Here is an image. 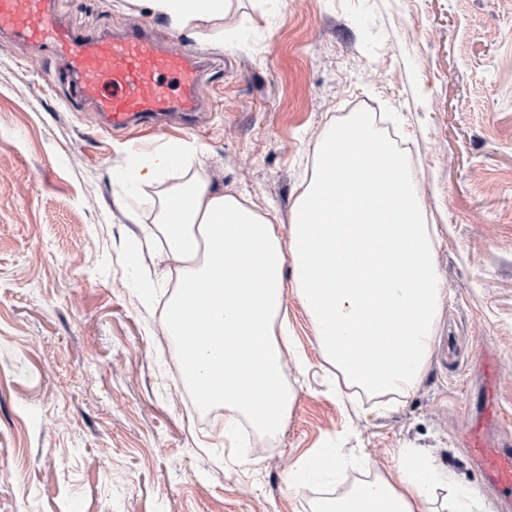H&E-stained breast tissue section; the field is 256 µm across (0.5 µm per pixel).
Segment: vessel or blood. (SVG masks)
Listing matches in <instances>:
<instances>
[{
    "label": "vessel or blood",
    "mask_w": 512,
    "mask_h": 512,
    "mask_svg": "<svg viewBox=\"0 0 512 512\" xmlns=\"http://www.w3.org/2000/svg\"><path fill=\"white\" fill-rule=\"evenodd\" d=\"M6 34L51 44L107 130L146 128L169 113L189 117L201 109L204 69L196 52L159 45L146 26L104 41L63 24L52 0H0V35ZM496 412L493 395H486L466 443L491 484L512 493V448L493 447L486 436Z\"/></svg>",
    "instance_id": "b4317fda"
}]
</instances>
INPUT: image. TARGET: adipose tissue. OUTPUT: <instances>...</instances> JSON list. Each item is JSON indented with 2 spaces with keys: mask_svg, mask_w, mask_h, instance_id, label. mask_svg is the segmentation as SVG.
I'll list each match as a JSON object with an SVG mask.
<instances>
[{
  "mask_svg": "<svg viewBox=\"0 0 512 512\" xmlns=\"http://www.w3.org/2000/svg\"><path fill=\"white\" fill-rule=\"evenodd\" d=\"M171 27L207 41L242 43L225 25L234 0H149ZM204 150L170 142L135 153L119 177L138 192L154 185V222L177 271L162 318L180 356L190 357L208 405L224 408V435L242 424L278 432L294 401L284 382L293 338L282 324L287 287L316 330L325 360L351 403H398L421 383L434 354L447 285L406 154L384 140L372 112L350 113L313 149L311 175L281 237L271 213L203 182ZM188 203L182 210L174 204ZM359 457L324 448L288 470L287 485L328 482ZM445 476L419 449L399 451L395 473L369 474L314 512H436Z\"/></svg>",
  "mask_w": 512,
  "mask_h": 512,
  "instance_id": "1",
  "label": "adipose tissue"
}]
</instances>
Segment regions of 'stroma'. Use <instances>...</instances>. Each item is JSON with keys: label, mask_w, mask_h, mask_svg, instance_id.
Here are the masks:
<instances>
[{"label": "stroma", "mask_w": 512, "mask_h": 512, "mask_svg": "<svg viewBox=\"0 0 512 512\" xmlns=\"http://www.w3.org/2000/svg\"><path fill=\"white\" fill-rule=\"evenodd\" d=\"M87 33L153 23L208 62L193 126L114 134L78 105L51 48L0 37V512H311L328 488L287 489L289 467L341 448L393 473L425 448L452 483L500 512L463 437L492 388L490 436L512 443V0H240L249 33L222 47L173 30L145 0H54ZM376 107L408 159L448 286L436 348L395 409L355 416L330 382L294 289L285 306L304 363L273 438L194 406L142 272L167 279L152 189L119 190L134 151L203 146L212 185L273 212L288 235L315 143Z\"/></svg>", "instance_id": "stroma-1"}]
</instances>
